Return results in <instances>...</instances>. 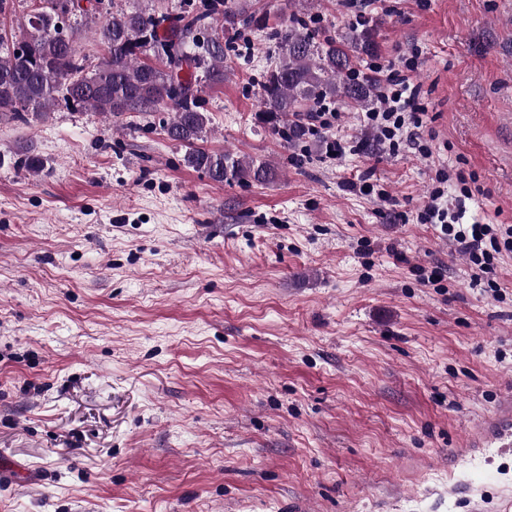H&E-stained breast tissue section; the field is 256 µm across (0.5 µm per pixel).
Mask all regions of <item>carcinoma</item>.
Returning <instances> with one entry per match:
<instances>
[{
  "label": "carcinoma",
  "mask_w": 512,
  "mask_h": 512,
  "mask_svg": "<svg viewBox=\"0 0 512 512\" xmlns=\"http://www.w3.org/2000/svg\"><path fill=\"white\" fill-rule=\"evenodd\" d=\"M102 0H39L12 40L0 36V115L28 124L54 104L90 108L110 117L145 115L167 106L166 136L189 146L207 137L210 116L203 89L224 84V42L214 26L235 32L241 25L265 24L249 0H207L202 11L177 14L150 10L108 13L94 35L106 53L89 71L74 46L71 16L97 10ZM278 62L261 84L259 117L284 141L308 136L304 116L318 104L337 101L363 110L377 98L379 79L359 69L360 55L375 51V28L353 29L341 39L323 31L309 15H293L275 31ZM161 61L151 65L147 56ZM28 170L41 167L32 146L17 152ZM184 162L211 180L266 184L276 177L267 162L227 151L194 149Z\"/></svg>",
  "instance_id": "obj_1"
}]
</instances>
